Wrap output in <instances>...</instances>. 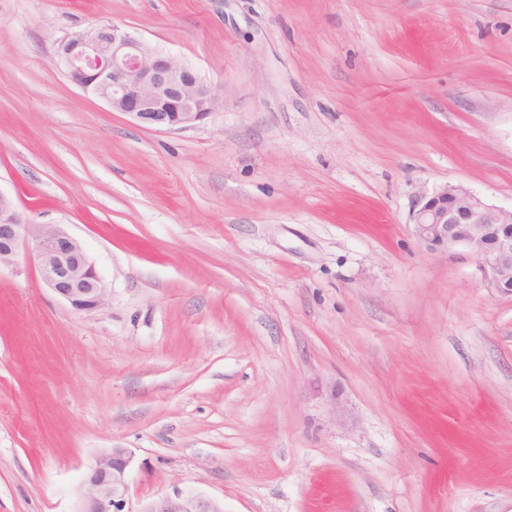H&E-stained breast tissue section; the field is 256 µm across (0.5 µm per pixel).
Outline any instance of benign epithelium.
<instances>
[{
    "label": "benign epithelium",
    "mask_w": 512,
    "mask_h": 512,
    "mask_svg": "<svg viewBox=\"0 0 512 512\" xmlns=\"http://www.w3.org/2000/svg\"><path fill=\"white\" fill-rule=\"evenodd\" d=\"M58 58L69 80L105 100L140 126L182 129L203 122L221 99L192 66L146 45L110 24H98L61 41ZM414 232L429 249L462 246L475 254L499 293L512 296V208L489 204L472 191L445 185L425 198ZM31 257L46 286L75 311L105 305L108 292L81 243L56 224H27L0 192V267L20 272V252ZM132 452L114 448L98 457L85 480L78 512H131ZM140 512H223L210 500L176 492L149 500Z\"/></svg>",
    "instance_id": "1"
}]
</instances>
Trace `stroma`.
<instances>
[{
	"label": "stroma",
	"instance_id": "35a3bbf8",
	"mask_svg": "<svg viewBox=\"0 0 512 512\" xmlns=\"http://www.w3.org/2000/svg\"><path fill=\"white\" fill-rule=\"evenodd\" d=\"M110 23L223 90L158 131L73 84ZM512 207V0H0V192L101 275L0 269V512H512V297L413 215ZM132 460V452L126 448H115L98 457L89 468L77 512H131L128 502ZM141 512H223L210 500L177 491L149 500Z\"/></svg>",
	"mask_w": 512,
	"mask_h": 512
}]
</instances>
